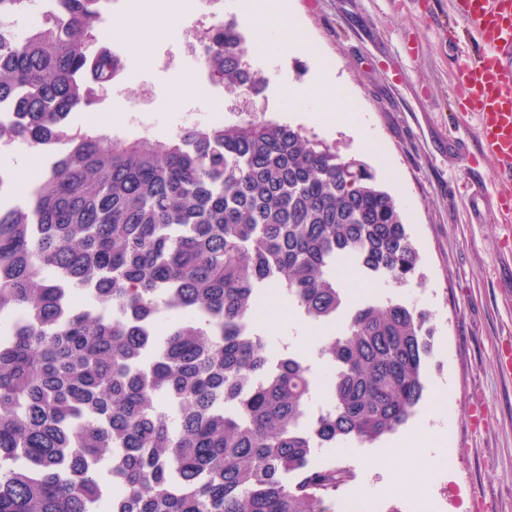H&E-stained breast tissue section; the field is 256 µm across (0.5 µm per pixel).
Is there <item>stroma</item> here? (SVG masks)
I'll return each instance as SVG.
<instances>
[{"label":"stroma","mask_w":512,"mask_h":512,"mask_svg":"<svg viewBox=\"0 0 512 512\" xmlns=\"http://www.w3.org/2000/svg\"><path fill=\"white\" fill-rule=\"evenodd\" d=\"M301 25L307 51L288 56L249 54L247 69L264 84L242 102L186 57L177 32L194 26L195 12L180 14L170 30L152 41L148 59L133 54L137 27L111 40L125 71L101 101L72 116L83 130L123 137L165 139L189 112L221 110L225 122L243 112L302 128L337 145L341 153L367 163L398 202L421 263L404 287L360 282L342 268L339 280L352 301L397 297L428 313L434 330L429 384L406 422L443 429L435 454L442 467L419 464L420 491L396 493L393 474L371 471L366 462L385 453L387 438L319 448L312 466L329 461L354 478L326 505L329 512H512V369L502 351L512 345V226L503 224L492 203L502 184L490 158H478V172L466 167L474 154V116H464L452 89L458 48L477 43L453 13L452 0H288ZM324 69L342 88L360 132L311 120L289 111L282 87L303 85ZM194 84L195 94L185 93ZM150 119V129L126 122L131 110ZM51 164L36 147L0 156L13 169L12 195L25 203L28 190ZM259 322L275 348L313 351L319 328L271 300Z\"/></svg>","instance_id":"stroma-1"}]
</instances>
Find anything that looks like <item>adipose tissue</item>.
I'll use <instances>...</instances> for the list:
<instances>
[{"mask_svg":"<svg viewBox=\"0 0 512 512\" xmlns=\"http://www.w3.org/2000/svg\"><path fill=\"white\" fill-rule=\"evenodd\" d=\"M194 0H130L122 22L112 28L113 35H121L126 24L143 16H151L146 27L148 34L162 32L172 16L191 9ZM241 7L254 23L251 49L258 55H284L305 50L306 45L298 24L288 9V0H243ZM284 98L291 105L314 104L315 119L348 120V108L336 88L324 80L305 87H286Z\"/></svg>","mask_w":512,"mask_h":512,"instance_id":"1","label":"adipose tissue"}]
</instances>
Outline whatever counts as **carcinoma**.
Returning <instances> with one entry per match:
<instances>
[{
    "instance_id": "carcinoma-1",
    "label": "carcinoma",
    "mask_w": 512,
    "mask_h": 512,
    "mask_svg": "<svg viewBox=\"0 0 512 512\" xmlns=\"http://www.w3.org/2000/svg\"><path fill=\"white\" fill-rule=\"evenodd\" d=\"M33 0H0V140L67 145L27 203L0 204V512H325L353 478L310 457L372 443L426 389L434 331L389 298L352 306L336 268L392 288L420 255L364 162L249 115L168 141L73 128L124 70L101 42L107 0L7 40ZM210 80L243 96L234 21L206 35ZM279 295L324 326L329 406L310 359L254 329Z\"/></svg>"
}]
</instances>
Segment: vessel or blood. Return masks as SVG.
Wrapping results in <instances>:
<instances>
[{
    "label": "vessel or blood",
    "mask_w": 512,
    "mask_h": 512,
    "mask_svg": "<svg viewBox=\"0 0 512 512\" xmlns=\"http://www.w3.org/2000/svg\"><path fill=\"white\" fill-rule=\"evenodd\" d=\"M454 14L478 36L477 54L461 55L454 88L472 113L476 150L496 163L495 177L512 180V0H453Z\"/></svg>",
    "instance_id": "obj_1"
}]
</instances>
